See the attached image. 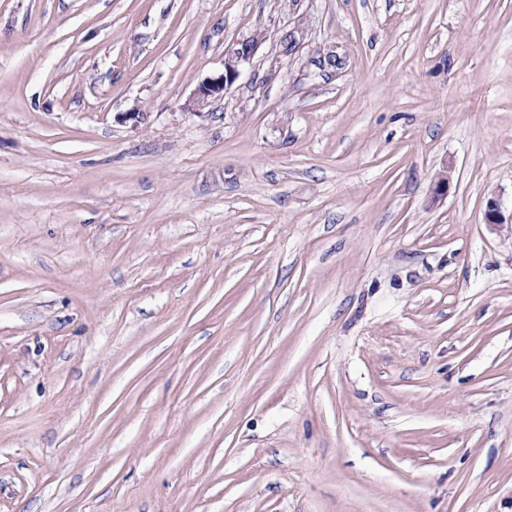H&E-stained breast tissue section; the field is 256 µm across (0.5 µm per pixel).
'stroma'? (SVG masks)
Instances as JSON below:
<instances>
[{
	"label": "stroma",
	"mask_w": 512,
	"mask_h": 512,
	"mask_svg": "<svg viewBox=\"0 0 512 512\" xmlns=\"http://www.w3.org/2000/svg\"><path fill=\"white\" fill-rule=\"evenodd\" d=\"M491 197L512 0H0V512H512ZM263 38L258 33L250 40L240 43V47L236 51L224 59V72L213 78H207L199 87L200 96L205 99L215 95L223 94L226 87L232 85L239 76L238 66L241 61L249 59L258 43Z\"/></svg>",
	"instance_id": "1"
}]
</instances>
